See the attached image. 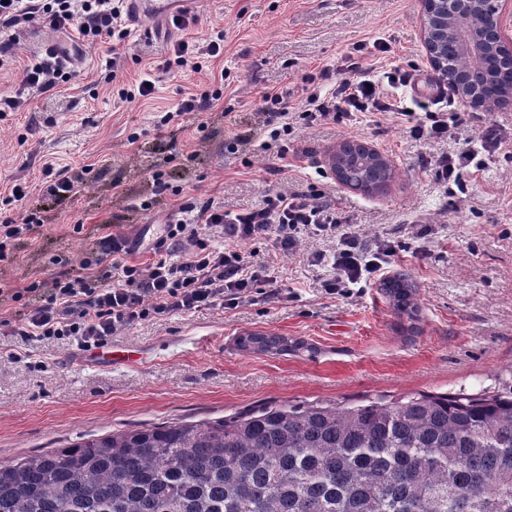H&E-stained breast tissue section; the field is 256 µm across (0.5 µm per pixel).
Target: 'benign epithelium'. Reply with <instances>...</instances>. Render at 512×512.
<instances>
[{
	"label": "benign epithelium",
	"mask_w": 512,
	"mask_h": 512,
	"mask_svg": "<svg viewBox=\"0 0 512 512\" xmlns=\"http://www.w3.org/2000/svg\"><path fill=\"white\" fill-rule=\"evenodd\" d=\"M422 41L430 65L442 78L448 80L462 104L475 111L512 107V88H504L487 97L471 89L477 84V73L468 70H448L442 63L440 45L450 35L466 32L476 50L499 53L512 48V0H421ZM344 145L340 144L328 155L327 164L338 183L348 188L340 175L339 160Z\"/></svg>",
	"instance_id": "benign-epithelium-1"
}]
</instances>
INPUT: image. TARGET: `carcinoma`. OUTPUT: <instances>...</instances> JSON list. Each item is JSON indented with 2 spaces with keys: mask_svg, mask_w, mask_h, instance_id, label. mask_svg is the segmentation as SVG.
Returning <instances> with one entry per match:
<instances>
[{
  "mask_svg": "<svg viewBox=\"0 0 512 512\" xmlns=\"http://www.w3.org/2000/svg\"><path fill=\"white\" fill-rule=\"evenodd\" d=\"M512 57L480 61L512 84ZM363 189L369 168L349 157ZM413 317L405 276L383 285ZM244 351L288 339L251 333ZM0 512H512V380L353 404L268 403L0 462Z\"/></svg>",
  "mask_w": 512,
  "mask_h": 512,
  "instance_id": "1",
  "label": "carcinoma"
}]
</instances>
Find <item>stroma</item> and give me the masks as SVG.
<instances>
[{"instance_id":"35a3bbf8","label":"stroma","mask_w":512,"mask_h":512,"mask_svg":"<svg viewBox=\"0 0 512 512\" xmlns=\"http://www.w3.org/2000/svg\"><path fill=\"white\" fill-rule=\"evenodd\" d=\"M188 30L144 19L148 35L128 30L115 52L86 51L80 76L57 91L31 93L24 110L0 116V194L25 183L29 209L41 227L9 242L0 254V280L23 288L77 268L88 250L75 222L106 225L109 233L149 247L170 200L155 195L160 170L184 194L215 197L235 206L267 188L306 189L316 184L335 199L365 237L388 233L399 245L393 272L415 286L414 318L397 313L379 284L344 298L325 293L327 268L309 266V252L327 241L305 243L304 254L276 261L290 289L278 301L264 294L226 312L203 310L146 320L112 337V348L135 350V361L112 367L77 364V347L34 345L40 369L6 356L17 347L0 335V461L61 448L92 435L163 422L217 419L261 404L340 403L396 399L408 393H442L489 385L512 368V109L489 112L506 141L498 162L470 187L466 198L445 192L420 167L422 158L458 149L456 141L410 138L401 127L369 120L351 127L300 130L309 153L301 167L284 168L268 155L239 145L235 136L259 127V91H290L300 100L320 67L339 69L346 52L382 37L392 40L404 67L424 84L436 82L421 37L420 0H204ZM224 33V55L211 71L169 74L160 66L179 39L204 43ZM44 41L59 36L34 22L18 45L15 62L0 68V95L19 86L27 62ZM127 82L153 80V92L131 103L112 90V74ZM224 76V110L188 115L183 125L157 129L160 112L175 111L187 94ZM136 136L128 144V136ZM346 140H363L391 159L387 188L365 194L339 185L326 163ZM98 174L77 196H43L45 158ZM120 183L122 198L112 196ZM427 220L425 255L415 252L411 221ZM286 337L282 354L249 353L238 337Z\"/></svg>"}]
</instances>
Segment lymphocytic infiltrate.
<instances>
[{"mask_svg":"<svg viewBox=\"0 0 512 512\" xmlns=\"http://www.w3.org/2000/svg\"><path fill=\"white\" fill-rule=\"evenodd\" d=\"M123 18L124 0H0V32L8 34L0 41V66L14 61L19 36L34 21H45L93 48L123 40ZM173 52L165 69L199 73L223 54L224 35L216 33L202 46L182 40ZM346 61L345 76L334 79L322 71L325 86L308 91L301 106L293 105L290 92H260L257 107L265 115L264 129L256 137L260 151L286 160L294 150L288 138L296 126L350 125L367 115L403 127L415 140L439 143L460 135L464 123L454 96H446L439 108L422 100L410 106L398 93L409 81L401 66L381 72L352 55ZM76 75L71 59L47 51L25 66L22 83L25 90L47 93ZM502 142L500 129L486 125L477 140L438 155L428 167L441 186L467 191L494 163ZM152 180L156 194L171 193L174 204L149 259L130 262L125 239L104 234L78 272L24 288L0 285V299L19 305L17 311L0 313L1 334L89 350L147 319L235 309L262 284L270 286L271 297L286 299L289 292L278 286L267 255L294 254L310 239L335 244L332 251H314L309 257L311 265L332 269V277L322 283L330 295L348 297L368 282L385 279L396 255L389 236H376L373 245H364L335 201L315 186L291 192L272 188L258 202L228 210L223 201H200L171 189L161 172H153ZM26 196L17 184L0 198V251L39 221L36 212L23 210ZM219 237L224 240L220 246L215 243Z\"/></svg>","mask_w":512,"mask_h":512,"instance_id":"obj_1","label":"lymphocytic infiltrate"}]
</instances>
